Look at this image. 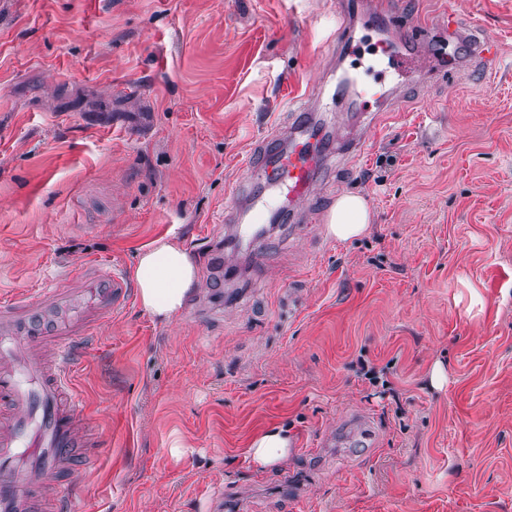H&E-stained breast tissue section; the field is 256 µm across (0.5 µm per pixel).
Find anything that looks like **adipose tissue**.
<instances>
[{"label": "adipose tissue", "mask_w": 512, "mask_h": 512, "mask_svg": "<svg viewBox=\"0 0 512 512\" xmlns=\"http://www.w3.org/2000/svg\"><path fill=\"white\" fill-rule=\"evenodd\" d=\"M371 214L357 194L340 195L327 216L326 233L346 242L367 232ZM132 275L141 307L159 321L169 323L181 313L189 293L199 283L198 269L181 245L158 240L141 250ZM293 446L286 429L270 427L249 442L248 453L261 467L283 463Z\"/></svg>", "instance_id": "obj_1"}]
</instances>
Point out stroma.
<instances>
[{
  "label": "stroma",
  "instance_id": "stroma-1",
  "mask_svg": "<svg viewBox=\"0 0 512 512\" xmlns=\"http://www.w3.org/2000/svg\"><path fill=\"white\" fill-rule=\"evenodd\" d=\"M395 9L357 37L430 62L372 133L331 99L351 71L336 0H0V300L84 259L131 272L171 232L200 275L174 322L133 297L81 347L108 445L72 475L91 512H512V0ZM445 12L500 45L495 66L421 30ZM318 81L315 188L236 253L230 189ZM347 192L372 222L342 243L325 223ZM277 425L290 455L257 469L248 443Z\"/></svg>",
  "mask_w": 512,
  "mask_h": 512
}]
</instances>
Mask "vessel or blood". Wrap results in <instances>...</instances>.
<instances>
[{"label": "vessel or blood", "mask_w": 512, "mask_h": 512, "mask_svg": "<svg viewBox=\"0 0 512 512\" xmlns=\"http://www.w3.org/2000/svg\"><path fill=\"white\" fill-rule=\"evenodd\" d=\"M392 0H366L355 18H341L336 30L337 50L351 54L356 24L384 15ZM395 46L383 41L359 66L375 79L374 89L351 93L352 107L363 110L382 105L383 76ZM316 132L304 124L288 150L267 147L248 168L277 190L273 199L256 198L233 212L247 224L273 222L276 210L307 198L321 156L311 143ZM126 278L93 262L70 267L50 286L0 302V512H39L47 479L57 492L52 512H77L81 485L63 472L86 447L79 428L86 422V406L70 389L73 346L125 302Z\"/></svg>", "instance_id": "obj_1"}]
</instances>
